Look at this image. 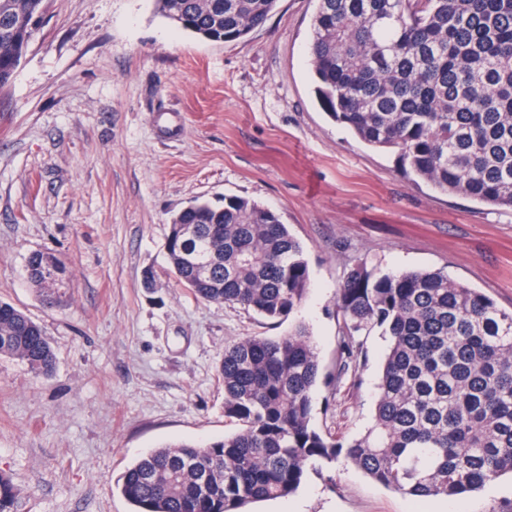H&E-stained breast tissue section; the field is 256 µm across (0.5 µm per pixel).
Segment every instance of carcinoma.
<instances>
[{
    "label": "carcinoma",
    "mask_w": 512,
    "mask_h": 512,
    "mask_svg": "<svg viewBox=\"0 0 512 512\" xmlns=\"http://www.w3.org/2000/svg\"><path fill=\"white\" fill-rule=\"evenodd\" d=\"M277 0H157L178 28L234 42L264 25ZM44 0H0V87L13 77ZM309 56L322 109L403 172L435 189L512 210V0H316ZM169 225L168 259L196 298L275 322L308 290L300 243L274 210L224 196ZM65 282L52 254L26 278ZM336 373L323 374L305 326L224 347L217 373L235 430L205 445L167 444L129 467L120 492L134 512H245L294 494L310 470L343 460L417 498H461L512 476V311L441 270L381 273L359 263L336 293ZM389 348L373 423L356 436L312 424L318 384L359 381L360 337ZM0 356L49 376L55 353L40 325L0 301ZM20 489L0 473V512Z\"/></svg>",
    "instance_id": "1"
}]
</instances>
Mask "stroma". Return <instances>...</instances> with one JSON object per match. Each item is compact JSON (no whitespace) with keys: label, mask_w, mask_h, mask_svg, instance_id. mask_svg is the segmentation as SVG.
I'll use <instances>...</instances> for the list:
<instances>
[{"label":"stroma","mask_w":512,"mask_h":512,"mask_svg":"<svg viewBox=\"0 0 512 512\" xmlns=\"http://www.w3.org/2000/svg\"><path fill=\"white\" fill-rule=\"evenodd\" d=\"M315 0H279L262 28L216 43L155 0H50L0 87V300L42 326L51 376L0 357V471L15 512H131L118 481L165 444L222 438L226 342L305 324L324 371L338 361L334 302L359 262L441 269L512 310V211L404 175L322 110L308 55ZM234 195L277 211L303 247L301 308L276 323L195 298L165 255L172 216ZM45 251L66 285L24 279ZM152 288H144V276ZM388 340L364 339L361 382L314 392L313 422L352 436L372 423ZM251 512H496L503 478L460 499L386 489L345 462Z\"/></svg>","instance_id":"stroma-1"}]
</instances>
